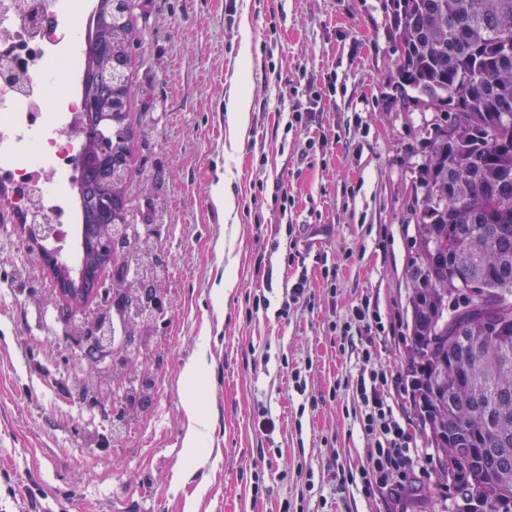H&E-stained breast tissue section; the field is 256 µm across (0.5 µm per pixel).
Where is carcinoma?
<instances>
[{
	"mask_svg": "<svg viewBox=\"0 0 512 512\" xmlns=\"http://www.w3.org/2000/svg\"><path fill=\"white\" fill-rule=\"evenodd\" d=\"M111 27L96 10L87 57L100 55L123 77L112 84L87 69L89 90L112 104V162L86 158L81 177L84 255L106 230L127 223L133 176L130 73L142 34L134 0H121ZM400 85L454 121L440 126L419 169L415 253L408 267L412 324L409 360L419 370L415 406L437 465L459 468L451 512H512V0H393ZM112 191V212L96 200ZM124 259L81 268L99 294L112 268L117 311L136 338L139 319L163 308L154 276L130 275L133 257L151 254L150 237L112 231ZM95 358L97 329L68 322Z\"/></svg>",
	"mask_w": 512,
	"mask_h": 512,
	"instance_id": "cac0c4a2",
	"label": "carcinoma"
}]
</instances>
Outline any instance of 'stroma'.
<instances>
[{"label":"stroma","instance_id":"stroma-1","mask_svg":"<svg viewBox=\"0 0 512 512\" xmlns=\"http://www.w3.org/2000/svg\"><path fill=\"white\" fill-rule=\"evenodd\" d=\"M140 2L128 220L157 245L165 309L141 322L146 346L123 375L80 362L65 335L41 333L44 311L78 320L112 305L59 297L12 195L0 197V512H184L190 499L196 512H446L433 462L398 502L337 491L334 477L338 462L359 471L371 441L351 388L359 348L333 327L370 301L379 365L411 379L412 191L423 144L447 118L398 85L391 0ZM237 87L252 99L241 139L225 119ZM308 90L322 97L315 122L287 128ZM322 136L327 153L306 154ZM220 191L236 200L233 218L217 210ZM283 191L295 200L285 224L272 203ZM302 275L313 306L280 315ZM259 295L269 305L257 310ZM191 359L202 374L190 390ZM144 376L152 402L121 427L75 392ZM190 395L209 419L194 448Z\"/></svg>","mask_w":512,"mask_h":512}]
</instances>
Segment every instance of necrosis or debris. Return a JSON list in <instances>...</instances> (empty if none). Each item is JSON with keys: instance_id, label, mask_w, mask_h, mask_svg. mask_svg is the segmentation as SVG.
I'll return each instance as SVG.
<instances>
[{"instance_id": "obj_1", "label": "necrosis or debris", "mask_w": 512, "mask_h": 512, "mask_svg": "<svg viewBox=\"0 0 512 512\" xmlns=\"http://www.w3.org/2000/svg\"><path fill=\"white\" fill-rule=\"evenodd\" d=\"M0 0V64L23 82L0 77V181L29 220L56 229L52 246L78 249V215L69 189L78 180L83 148L80 85L83 65L71 27L92 15L91 0Z\"/></svg>"}]
</instances>
